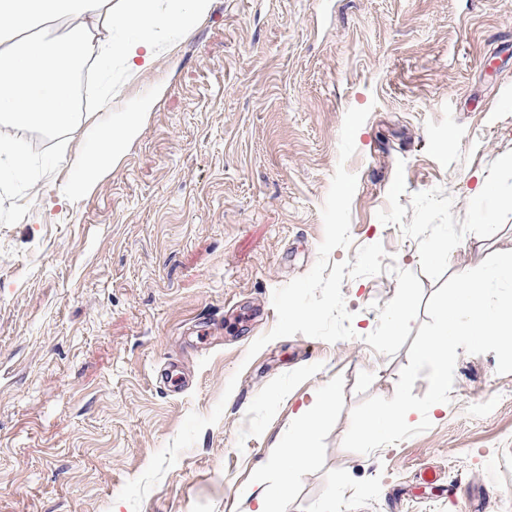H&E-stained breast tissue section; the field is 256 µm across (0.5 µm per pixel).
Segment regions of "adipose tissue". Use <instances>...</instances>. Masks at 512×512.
Here are the masks:
<instances>
[{
  "label": "adipose tissue",
  "instance_id": "adipose-tissue-1",
  "mask_svg": "<svg viewBox=\"0 0 512 512\" xmlns=\"http://www.w3.org/2000/svg\"><path fill=\"white\" fill-rule=\"evenodd\" d=\"M210 0H123L113 9L112 0H0V122L35 125L47 132L74 120L72 70L77 63L94 60L108 68L113 57L127 64L136 59L151 63L165 32L156 23L164 13L170 24L182 26L206 14ZM133 32V39L113 43V28ZM125 113L119 124L104 122L78 157L84 181H92L105 169L113 154L139 130L143 112ZM329 394H321L300 412L301 422L281 456V477L263 485L256 512L269 503L286 499L290 475L309 452L312 424L329 409Z\"/></svg>",
  "mask_w": 512,
  "mask_h": 512
}]
</instances>
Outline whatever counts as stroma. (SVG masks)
Here are the masks:
<instances>
[{
    "label": "stroma",
    "instance_id": "1",
    "mask_svg": "<svg viewBox=\"0 0 512 512\" xmlns=\"http://www.w3.org/2000/svg\"><path fill=\"white\" fill-rule=\"evenodd\" d=\"M111 86L113 117L154 105L86 186L77 159ZM365 107L345 165L352 245L330 255L385 250L381 274L342 283L355 336L296 334L247 357L277 322L274 291L317 261L344 117ZM0 141L29 156L0 184V512H135L125 483L220 401L137 512H254L326 390L273 512L512 501V373L492 352H459L425 432L342 446L352 408L393 396L432 294L512 248V0H210L135 77L95 70L74 124L2 122ZM170 365L181 391L156 377ZM332 400L329 394L323 393L309 406L300 412L301 422L298 430L289 443V448H284L281 456V478L274 484H264L261 492L256 497L257 509L254 512H268L267 504L284 500L288 497L290 488V474L298 470L311 448H308L309 436L312 424L319 419L331 406Z\"/></svg>",
    "mask_w": 512,
    "mask_h": 512
}]
</instances>
